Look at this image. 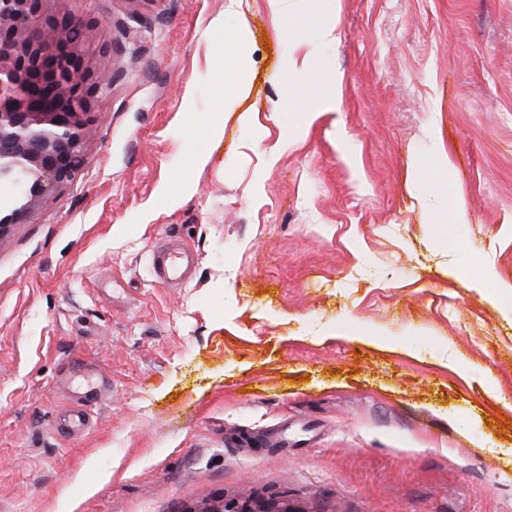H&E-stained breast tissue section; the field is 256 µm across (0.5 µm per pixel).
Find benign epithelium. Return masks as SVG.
<instances>
[{
    "label": "benign epithelium",
    "instance_id": "obj_1",
    "mask_svg": "<svg viewBox=\"0 0 512 512\" xmlns=\"http://www.w3.org/2000/svg\"><path fill=\"white\" fill-rule=\"evenodd\" d=\"M43 0H0V236L72 181L93 122L88 76L74 51L80 20L60 26ZM222 512H283L279 499Z\"/></svg>",
    "mask_w": 512,
    "mask_h": 512
}]
</instances>
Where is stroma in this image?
I'll return each mask as SVG.
<instances>
[{"instance_id": "obj_1", "label": "stroma", "mask_w": 512, "mask_h": 512, "mask_svg": "<svg viewBox=\"0 0 512 512\" xmlns=\"http://www.w3.org/2000/svg\"><path fill=\"white\" fill-rule=\"evenodd\" d=\"M45 9L84 19L112 90L77 178L0 237V512H512V306L487 288L512 284V0H333L313 63L338 109L277 115L265 0ZM443 149L471 216L447 230L407 176ZM172 225L181 288L149 266ZM82 360L108 388L66 437ZM240 63L232 60L224 67V111L231 109L242 88Z\"/></svg>"}]
</instances>
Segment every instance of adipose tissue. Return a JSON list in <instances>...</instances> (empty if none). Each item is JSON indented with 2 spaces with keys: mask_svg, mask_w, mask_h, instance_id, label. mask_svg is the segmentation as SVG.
<instances>
[{
  "mask_svg": "<svg viewBox=\"0 0 512 512\" xmlns=\"http://www.w3.org/2000/svg\"><path fill=\"white\" fill-rule=\"evenodd\" d=\"M273 29L287 39L290 50L302 51L299 65L293 66L294 80L289 81L284 98L273 102L276 112L298 111L311 106L319 112L337 109L336 80L326 73H315L309 66L314 48L340 41V30L328 19L330 0H266ZM452 160L439 152L428 161L416 163L412 175L424 196L437 201L426 217L430 224H466L469 213L461 199V188L452 175Z\"/></svg>",
  "mask_w": 512,
  "mask_h": 512,
  "instance_id": "adipose-tissue-1",
  "label": "adipose tissue"
}]
</instances>
